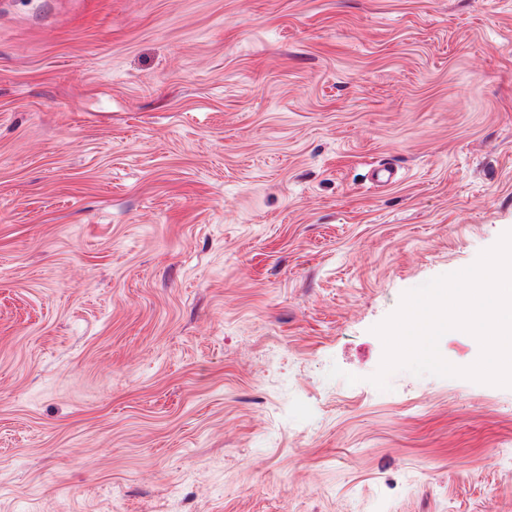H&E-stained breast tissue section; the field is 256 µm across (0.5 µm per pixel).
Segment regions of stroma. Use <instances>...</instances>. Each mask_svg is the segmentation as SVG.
Here are the masks:
<instances>
[{
    "label": "stroma",
    "instance_id": "35a3bbf8",
    "mask_svg": "<svg viewBox=\"0 0 512 512\" xmlns=\"http://www.w3.org/2000/svg\"><path fill=\"white\" fill-rule=\"evenodd\" d=\"M508 231L512 0H0V512H512V388L371 381Z\"/></svg>",
    "mask_w": 512,
    "mask_h": 512
}]
</instances>
